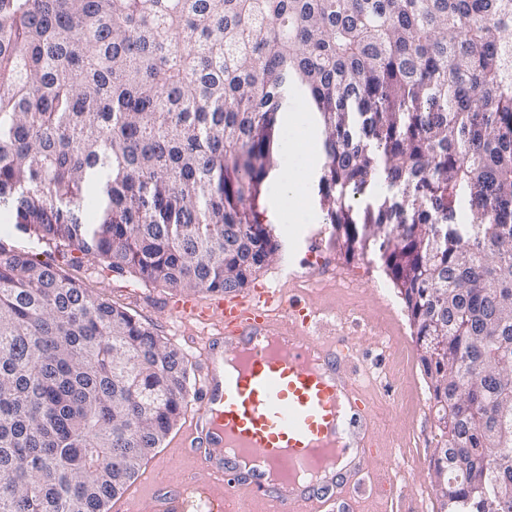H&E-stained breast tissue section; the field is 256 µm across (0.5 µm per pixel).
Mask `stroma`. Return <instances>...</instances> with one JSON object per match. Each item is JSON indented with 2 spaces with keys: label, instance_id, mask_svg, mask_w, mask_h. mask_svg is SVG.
<instances>
[{
  "label": "stroma",
  "instance_id": "1",
  "mask_svg": "<svg viewBox=\"0 0 512 512\" xmlns=\"http://www.w3.org/2000/svg\"><path fill=\"white\" fill-rule=\"evenodd\" d=\"M271 231L280 249L257 273V282L272 280L287 262H305L308 238L319 235L324 264L343 269L348 281L340 284L327 275H305L297 285L307 290L313 305L325 311L333 329L349 336L369 357L370 394L382 446L374 457L369 490L344 491L336 512H436L429 464L437 445V419L397 288L372 254L346 260L336 249L332 225L325 221L275 224ZM0 242L37 260L65 265L63 252L55 244L39 240L14 224H6L0 231ZM66 267L68 274L91 293L131 312L185 351L189 359L197 358V350L187 341L195 329L182 324L174 312L175 304L187 299V292L148 285L129 275H113L92 259Z\"/></svg>",
  "mask_w": 512,
  "mask_h": 512
}]
</instances>
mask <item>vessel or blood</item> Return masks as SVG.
<instances>
[{
  "mask_svg": "<svg viewBox=\"0 0 512 512\" xmlns=\"http://www.w3.org/2000/svg\"><path fill=\"white\" fill-rule=\"evenodd\" d=\"M175 308L208 328L191 339L198 408L178 447L212 481L171 490L152 477L155 512H224L227 482L268 512H322L331 490L369 475L375 422L361 359L345 354L348 337L322 334V310L275 286Z\"/></svg>",
  "mask_w": 512,
  "mask_h": 512,
  "instance_id": "1",
  "label": "vessel or blood"
}]
</instances>
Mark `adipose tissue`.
Returning a JSON list of instances; mask_svg holds the SVG:
<instances>
[{"label":"adipose tissue","mask_w":512,"mask_h":512,"mask_svg":"<svg viewBox=\"0 0 512 512\" xmlns=\"http://www.w3.org/2000/svg\"><path fill=\"white\" fill-rule=\"evenodd\" d=\"M282 124L290 131L283 153L293 164L277 173L283 197L272 201L268 217L274 224L312 223L316 212L309 195L323 160L322 133L310 112L283 113Z\"/></svg>","instance_id":"obj_1"}]
</instances>
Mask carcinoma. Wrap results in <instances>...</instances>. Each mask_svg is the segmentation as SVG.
Wrapping results in <instances>:
<instances>
[{
    "mask_svg": "<svg viewBox=\"0 0 512 512\" xmlns=\"http://www.w3.org/2000/svg\"><path fill=\"white\" fill-rule=\"evenodd\" d=\"M297 93L336 248L407 310L437 512H512L482 491L512 485V0H0V209L119 276L241 290L279 250L258 200ZM188 395L182 350L0 244V512H105Z\"/></svg>",
    "mask_w": 512,
    "mask_h": 512,
    "instance_id": "cac0c4a2",
    "label": "carcinoma"
}]
</instances>
